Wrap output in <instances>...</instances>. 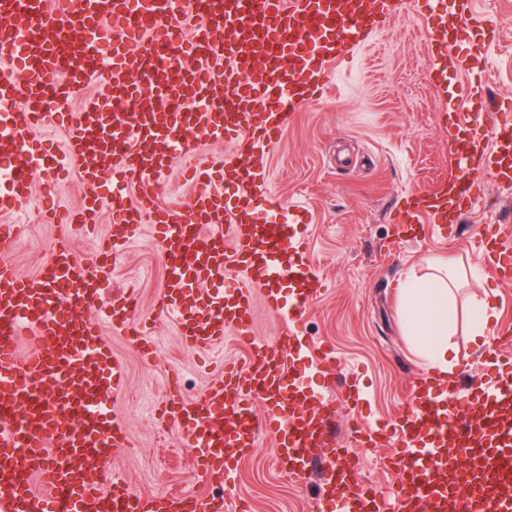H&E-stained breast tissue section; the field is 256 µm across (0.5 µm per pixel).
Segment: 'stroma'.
I'll return each instance as SVG.
<instances>
[{
  "mask_svg": "<svg viewBox=\"0 0 512 512\" xmlns=\"http://www.w3.org/2000/svg\"><path fill=\"white\" fill-rule=\"evenodd\" d=\"M476 9L492 19L493 42L487 52H479L480 36L461 30L459 45L472 50L469 67L450 73L449 79L482 84L480 96L452 100L431 83L436 59L427 47L428 25L410 7L353 59L338 64L327 97L296 112L280 143L257 162L273 192L302 204L311 217L307 257L323 286L301 320L299 337L332 344L336 357L320 367L297 362L292 373L314 387L320 386L322 373H334L335 384L323 396L335 411V436L349 448H357L358 425L398 420L412 401L414 379L429 371L405 321L408 273L425 278L446 264L461 273L448 339L458 379L482 372L485 363L470 342L471 299L490 295L498 325L512 324V287H501L476 251L489 227L512 230V187L485 177L454 229L433 224L396 228L405 195L437 189L460 174L448 153L450 113H471L465 137L481 139L489 136L500 104L512 99V0H476ZM99 192V186L82 184L75 173L50 186L43 172H34L22 209L28 230L10 255L15 265L26 274L44 266L51 235L41 219L45 209L75 208ZM160 252L151 224H140L98 274L103 303L132 285L141 315L154 316L164 285ZM102 339L125 367L123 396L113 410L130 445L97 459V467L145 493L167 487L223 495L225 512L242 505L249 512H317L318 472L288 474L276 462L271 440L261 439L241 460L233 485L205 483L195 466L197 451L182 430L153 413L177 390L186 399H201L220 377L224 359L245 358L248 349L234 336L206 352L185 346L176 325L162 320L156 324L159 356L150 361L141 359L129 336L113 332L111 325H104ZM352 375L363 391L356 403L345 387ZM357 450L365 486L392 495L396 474L376 463L385 449Z\"/></svg>",
  "mask_w": 512,
  "mask_h": 512,
  "instance_id": "obj_1",
  "label": "stroma"
}]
</instances>
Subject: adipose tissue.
<instances>
[{
  "instance_id": "1",
  "label": "adipose tissue",
  "mask_w": 512,
  "mask_h": 512,
  "mask_svg": "<svg viewBox=\"0 0 512 512\" xmlns=\"http://www.w3.org/2000/svg\"><path fill=\"white\" fill-rule=\"evenodd\" d=\"M458 278V270L448 268L443 274L425 279L409 278L405 288L407 323L435 384L448 388L455 385L448 336L456 320L453 287Z\"/></svg>"
}]
</instances>
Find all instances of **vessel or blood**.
I'll list each match as a JSON object with an SVG mask.
<instances>
[{
  "mask_svg": "<svg viewBox=\"0 0 512 512\" xmlns=\"http://www.w3.org/2000/svg\"><path fill=\"white\" fill-rule=\"evenodd\" d=\"M403 8V0H0V213L19 214L32 165L55 178L67 159L78 162L82 183L111 187L113 203L112 234L93 258L78 260L70 227L93 223L99 195L58 221L50 259L35 275L7 257L18 225H0V512H223L222 498L143 494L93 464L128 445L105 409L106 396L122 394L123 367L101 339L103 322L136 336L142 358L155 353L152 323L128 295L113 297L106 318L92 313L101 265L142 223L163 243L159 318L174 321L194 347L215 348L229 331L248 347L244 364L225 362L202 400L176 393L163 411L199 449L203 479L233 481L265 436L292 474L306 472L321 450L320 500L336 512H512L511 327L496 333L493 377L472 378L451 396L422 383L396 422L361 433L360 447L395 449L391 499L364 486L358 456L330 435L332 407L287 367L300 352L294 324L314 303L319 274L298 235L305 209L272 194L254 161L296 111L320 101L332 64L371 43ZM435 21L444 33L484 25L473 0H450ZM428 48L447 53L457 71L469 60L444 35ZM88 84L96 95L71 111L74 88ZM48 123L65 131L54 152L37 136ZM203 138L231 150L202 159ZM457 162L462 182L414 193L404 223L455 224L484 175L512 183V125L493 128ZM175 164L194 186L184 205L164 185ZM130 186L137 195L128 204ZM258 202L266 205L261 218L251 209ZM478 248L511 282L512 236L495 233ZM231 273L237 285L227 284ZM257 288L271 313L291 310L272 346L253 334ZM23 329L40 341L24 356Z\"/></svg>",
  "mask_w": 512,
  "mask_h": 512,
  "instance_id": "1",
  "label": "vessel or blood"
}]
</instances>
